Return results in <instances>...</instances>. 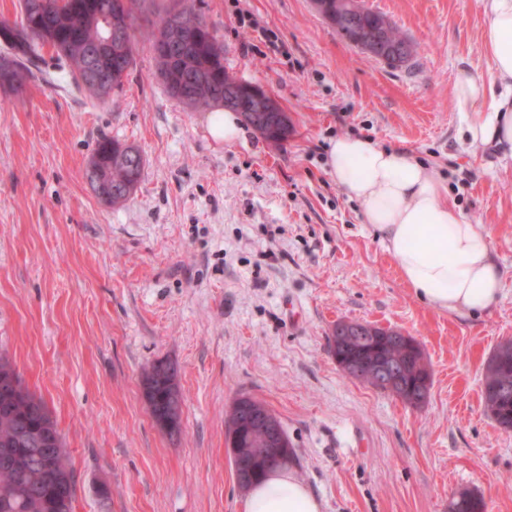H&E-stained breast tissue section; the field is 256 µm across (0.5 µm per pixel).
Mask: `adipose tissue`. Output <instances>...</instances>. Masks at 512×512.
I'll return each instance as SVG.
<instances>
[{
	"instance_id": "obj_1",
	"label": "adipose tissue",
	"mask_w": 512,
	"mask_h": 512,
	"mask_svg": "<svg viewBox=\"0 0 512 512\" xmlns=\"http://www.w3.org/2000/svg\"><path fill=\"white\" fill-rule=\"evenodd\" d=\"M486 23L481 46L494 84L458 70L453 94L465 107L471 146L512 150V0H479ZM331 177L357 201L406 285L429 306L476 315L498 301L506 271L491 235L448 203L447 186L413 155L359 137H341L328 153ZM243 512H322V503L288 469L251 488Z\"/></svg>"
}]
</instances>
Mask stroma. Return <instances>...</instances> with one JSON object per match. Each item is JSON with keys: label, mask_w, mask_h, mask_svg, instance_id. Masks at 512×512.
Returning a JSON list of instances; mask_svg holds the SVG:
<instances>
[{"label": "stroma", "mask_w": 512, "mask_h": 512, "mask_svg": "<svg viewBox=\"0 0 512 512\" xmlns=\"http://www.w3.org/2000/svg\"><path fill=\"white\" fill-rule=\"evenodd\" d=\"M364 4L415 45L404 66L342 39L310 0H200L227 71L287 111L281 147L248 127L214 140L206 111L167 95L143 42L111 104L48 50L22 95L0 87V354L65 438L74 512H242L225 445L241 394L282 421L289 469L322 512H448L462 490L512 512V432L481 393L488 359L512 340V277L485 313L427 306L326 168L330 142L349 135L410 152L511 268L512 167L497 146L467 143L452 95L459 69L491 76L485 15L479 0ZM242 7L269 39L240 24ZM103 135L146 159L116 208L86 178ZM340 320L416 338L431 371L420 407L339 369L327 338ZM162 358L186 398L174 436L140 390Z\"/></svg>", "instance_id": "obj_1"}]
</instances>
